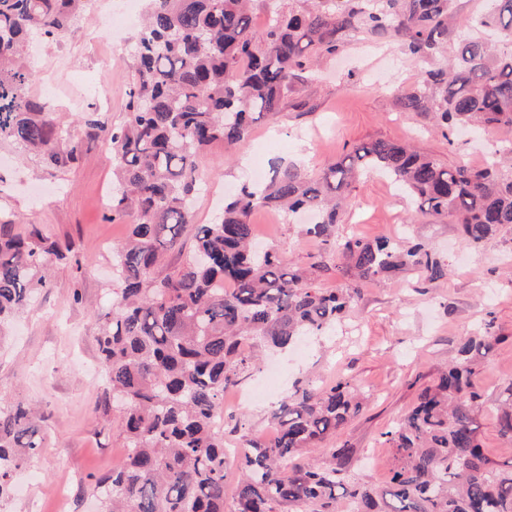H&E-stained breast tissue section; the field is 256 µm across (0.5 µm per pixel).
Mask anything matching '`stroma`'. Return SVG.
Here are the masks:
<instances>
[{"instance_id":"obj_1","label":"stroma","mask_w":512,"mask_h":512,"mask_svg":"<svg viewBox=\"0 0 512 512\" xmlns=\"http://www.w3.org/2000/svg\"><path fill=\"white\" fill-rule=\"evenodd\" d=\"M121 5L122 0H94L89 14L66 34L38 42L30 52L37 76L30 93L48 103L66 134L81 140L79 159L55 169L0 144V221L13 220L21 233L38 227L59 247L42 269L46 288L0 333V406L32 409L43 437L29 464L16 470L15 490L0 501V512H57L61 496L69 512H98L96 480L122 457L120 418L103 411L97 336L112 305V247L126 238L129 226L111 221L104 199L112 186V151L84 124L88 115L108 124L126 117L137 27L116 31L103 20ZM418 71L397 43L362 34L348 38L300 90L308 109L289 107L257 122L232 154L220 143L200 153L198 223H212L225 196L250 181L247 167L260 142L266 160L297 161L309 171L374 139L408 143L444 164L474 168L486 163L491 150L512 143V131L497 128L448 140L430 117L402 112L398 92L416 83ZM102 81L108 85L103 95L94 90ZM251 222L256 239L274 246L286 262L304 266L318 253L301 225L281 215L260 210ZM336 232L424 243L447 263L448 275L433 283L400 274L364 284L354 310L326 335L307 337L305 352L270 350L247 380L252 386L279 371V385L265 400L240 404L232 391L224 393L225 446L238 447L232 426L243 414L254 431L273 433L271 412L297 382L327 388L347 377L368 400L334 443L353 448L355 479L384 488L398 460L382 432L409 409L438 367L455 357L461 337L491 314L501 341L474 377L485 399L479 437L493 462L512 461V440L499 435L492 404L499 388L512 381V231L470 248L458 225L417 214L391 182L370 175L356 183Z\"/></svg>"}]
</instances>
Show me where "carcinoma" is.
Listing matches in <instances>:
<instances>
[{"instance_id": "carcinoma-1", "label": "carcinoma", "mask_w": 512, "mask_h": 512, "mask_svg": "<svg viewBox=\"0 0 512 512\" xmlns=\"http://www.w3.org/2000/svg\"><path fill=\"white\" fill-rule=\"evenodd\" d=\"M93 0H0V143L64 168L81 143L62 135L28 88L32 35L56 39ZM134 45L124 122L105 133L114 156L112 221H129L112 248L118 287L98 343L106 400L122 408L126 457L97 480L100 512H512V462L491 464L476 413L483 396L473 377L501 340L493 322L461 338L458 357L425 386L414 405L382 433L399 465L377 491L351 478L352 449L330 447L363 408L350 379L327 389L297 388L272 412L275 433L243 422L234 509L225 508L224 434L215 426L224 389L240 384L262 347L284 349L303 336L332 331L354 309L360 287L397 272L433 282L448 265L421 244L336 234L338 210L353 183L375 173L391 180L422 215L446 217L480 247L512 229V144L481 168L447 166L409 145L377 139L355 146L316 173L275 161L262 184H245L211 224H197L196 157L215 143L232 150L253 125L288 105L312 65L335 56L348 36L397 42L427 65L400 91L402 108L433 117L442 134L464 127H512V0H486L472 27L491 37L448 42L465 24L456 0H146ZM269 15L261 34L253 6ZM273 209L291 221L312 215L305 234L322 259L336 261L347 284L315 285L320 261L283 262L255 247L251 214ZM193 228V249L161 272ZM55 244L32 231L21 237L0 222V325L46 287L37 269ZM498 431L512 440V382L494 401ZM42 438L21 405L0 408V500L14 470L36 455ZM311 448L326 461L310 460Z\"/></svg>"}]
</instances>
